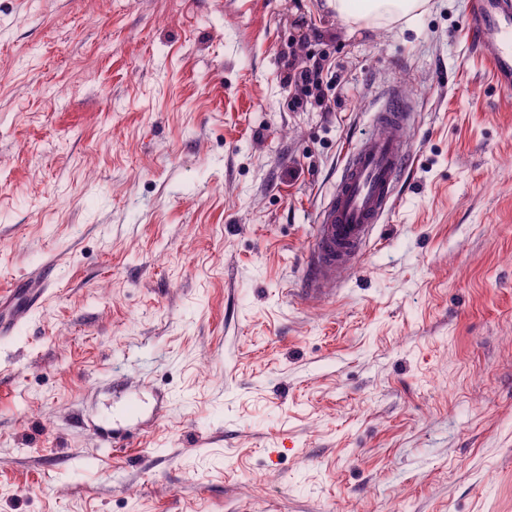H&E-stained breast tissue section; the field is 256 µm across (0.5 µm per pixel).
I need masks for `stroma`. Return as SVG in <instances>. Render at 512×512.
I'll list each match as a JSON object with an SVG mask.
<instances>
[{"instance_id": "1", "label": "stroma", "mask_w": 512, "mask_h": 512, "mask_svg": "<svg viewBox=\"0 0 512 512\" xmlns=\"http://www.w3.org/2000/svg\"><path fill=\"white\" fill-rule=\"evenodd\" d=\"M469 6L0 0V292L54 266L0 342V512H512V105ZM396 93V208L306 300ZM336 15L352 24L412 20L428 0H327Z\"/></svg>"}]
</instances>
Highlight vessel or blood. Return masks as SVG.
<instances>
[{
  "label": "vessel or blood",
  "mask_w": 512,
  "mask_h": 512,
  "mask_svg": "<svg viewBox=\"0 0 512 512\" xmlns=\"http://www.w3.org/2000/svg\"><path fill=\"white\" fill-rule=\"evenodd\" d=\"M469 29L477 49L492 64L499 94L512 99V0H471ZM409 105L401 98L375 114L370 133L347 148L340 179L318 215L308 243L314 271L304 296L325 295L346 270L357 265L374 230L397 203V188L410 159ZM54 276L45 265L0 295V340L12 336L45 299Z\"/></svg>",
  "instance_id": "1"
}]
</instances>
